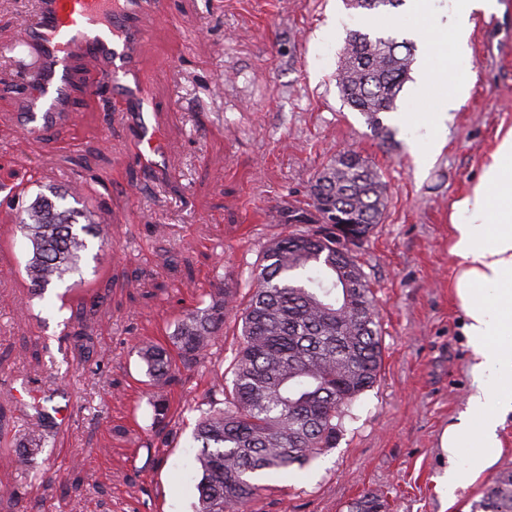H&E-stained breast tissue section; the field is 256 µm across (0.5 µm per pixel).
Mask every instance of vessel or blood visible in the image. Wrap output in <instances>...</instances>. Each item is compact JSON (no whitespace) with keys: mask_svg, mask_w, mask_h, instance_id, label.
<instances>
[{"mask_svg":"<svg viewBox=\"0 0 512 512\" xmlns=\"http://www.w3.org/2000/svg\"><path fill=\"white\" fill-rule=\"evenodd\" d=\"M170 16L168 0H37L15 44L32 63L24 75L31 103L23 137L50 131L67 140L78 98L109 95L139 111L150 105L137 48L150 20ZM164 153L160 128L144 126L124 162L153 169Z\"/></svg>","mask_w":512,"mask_h":512,"instance_id":"b4317fda","label":"vessel or blood"}]
</instances>
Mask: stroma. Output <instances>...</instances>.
I'll use <instances>...</instances> for the list:
<instances>
[{
	"mask_svg": "<svg viewBox=\"0 0 512 512\" xmlns=\"http://www.w3.org/2000/svg\"><path fill=\"white\" fill-rule=\"evenodd\" d=\"M171 2L174 20L150 21L140 49L153 109L84 102L70 147L20 138L22 64L0 57V256L9 260L0 267V453L36 419L40 394L52 392L66 417L29 472L0 461V497L18 493L34 512H195L192 432L209 393L232 384L241 325L227 319L208 361L173 387L163 444L151 440L152 388L134 347L167 342L177 319L214 288L246 301L264 250L286 231L282 207L306 206L317 175L353 148L387 184L380 223L354 249L376 295L380 376L346 408L334 448L289 475H261L249 508L347 512L373 492L389 512H470L490 479L512 470V418L492 468L444 501L438 481L448 463L438 440L472 384L450 216L512 128V0L473 16L469 96L423 168L395 119L410 87L396 112L381 116L392 132L386 142L340 96L338 62L360 15L346 0ZM327 28L334 34L325 42ZM142 117L166 138L163 171L145 175L123 163L128 131ZM52 189L68 191V206L104 229L105 245L82 262L100 296L88 349L70 339L62 307L85 288L32 301L21 273V206ZM25 385L31 395L18 398Z\"/></svg>",
	"mask_w": 512,
	"mask_h": 512,
	"instance_id": "obj_1",
	"label": "stroma"
}]
</instances>
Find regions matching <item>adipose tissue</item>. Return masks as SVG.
<instances>
[{
  "label": "adipose tissue",
  "instance_id": "adipose-tissue-1",
  "mask_svg": "<svg viewBox=\"0 0 512 512\" xmlns=\"http://www.w3.org/2000/svg\"><path fill=\"white\" fill-rule=\"evenodd\" d=\"M494 0H412L405 21L429 29L421 77L410 111L399 121L410 133L418 165L446 143L448 113L468 94L471 19ZM450 252L459 260L455 295L471 350L472 390L465 411L439 438L448 467L439 491L453 500L497 460L500 431L512 417V129L501 137L470 194L453 205Z\"/></svg>",
  "mask_w": 512,
  "mask_h": 512
}]
</instances>
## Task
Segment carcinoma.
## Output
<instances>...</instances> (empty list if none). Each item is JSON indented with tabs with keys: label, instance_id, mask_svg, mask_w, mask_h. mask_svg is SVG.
I'll return each instance as SVG.
<instances>
[{
	"label": "carcinoma",
	"instance_id": "obj_1",
	"mask_svg": "<svg viewBox=\"0 0 512 512\" xmlns=\"http://www.w3.org/2000/svg\"><path fill=\"white\" fill-rule=\"evenodd\" d=\"M403 0H348L354 9L397 7ZM414 46L393 38L349 33L336 72L343 101L388 137L379 114L392 112L414 62ZM387 186L353 149L336 156L311 185L320 221L339 227L356 245L380 223ZM58 191L38 194L22 209L18 228L31 253L24 266L30 295L42 297L73 274L90 240L103 239L99 224L80 223L82 212ZM307 210L284 216L290 231L265 249L243 308L218 288L207 306L186 312L168 343L140 341L136 353L150 379L154 419L163 429L171 410L167 392L180 370L203 364L224 330L226 316L241 310L242 346L233 364V387L224 407L204 411L193 433L199 480L197 512H247L262 472L302 470L336 442L343 407L370 389L382 365L375 297L351 253L321 225L296 228ZM43 397L38 422L4 453L26 471L48 442L53 426ZM382 496L364 492L348 512H387ZM471 512H512V471L500 473L472 502Z\"/></svg>",
	"mask_w": 512,
	"mask_h": 512
}]
</instances>
